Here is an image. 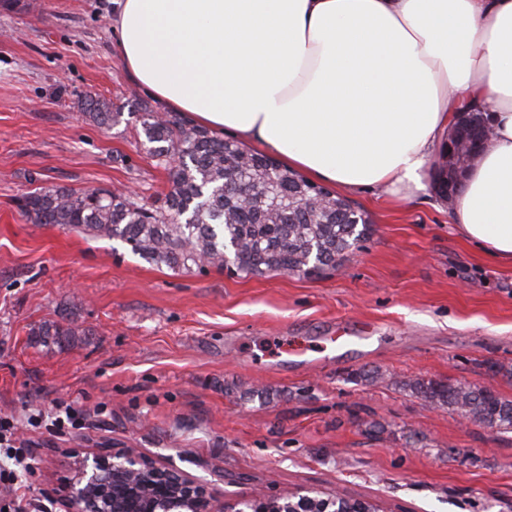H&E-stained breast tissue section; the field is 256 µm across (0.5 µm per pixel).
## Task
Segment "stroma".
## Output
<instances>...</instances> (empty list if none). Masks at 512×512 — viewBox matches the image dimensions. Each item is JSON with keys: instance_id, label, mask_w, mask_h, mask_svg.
<instances>
[{"instance_id": "35a3bbf8", "label": "stroma", "mask_w": 512, "mask_h": 512, "mask_svg": "<svg viewBox=\"0 0 512 512\" xmlns=\"http://www.w3.org/2000/svg\"><path fill=\"white\" fill-rule=\"evenodd\" d=\"M93 92L130 111L166 107L124 69L111 0H0V417L25 420L53 401L87 415L59 435L28 429L20 474L39 512L76 458L136 448L227 495L291 488L376 503L381 512H512V433L428 406L402 381L466 380L512 399V265L454 228L428 188L401 200L363 188L348 198L371 230L318 276L184 274L26 220L41 187L107 188L160 205L169 190L136 122L101 131ZM75 323L77 336L32 327ZM378 326L381 342L309 370L289 349L336 324ZM377 369L382 380L364 373ZM370 422L385 433L367 430Z\"/></svg>"}]
</instances>
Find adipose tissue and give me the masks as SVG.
<instances>
[{"mask_svg":"<svg viewBox=\"0 0 512 512\" xmlns=\"http://www.w3.org/2000/svg\"><path fill=\"white\" fill-rule=\"evenodd\" d=\"M127 72L309 178L404 199L468 107L492 126L451 206L512 264V0H114Z\"/></svg>","mask_w":512,"mask_h":512,"instance_id":"ef3b65f1","label":"adipose tissue"}]
</instances>
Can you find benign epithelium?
Returning a JSON list of instances; mask_svg holds the SVG:
<instances>
[{
  "label": "benign epithelium",
  "mask_w": 512,
  "mask_h": 512,
  "mask_svg": "<svg viewBox=\"0 0 512 512\" xmlns=\"http://www.w3.org/2000/svg\"><path fill=\"white\" fill-rule=\"evenodd\" d=\"M491 134L487 122L468 141L450 134L444 151L448 169L466 167L473 144H489ZM65 501L67 512H373L362 500L324 498L305 490L227 501L219 489L136 448H101L80 459Z\"/></svg>",
  "instance_id": "obj_1"
}]
</instances>
